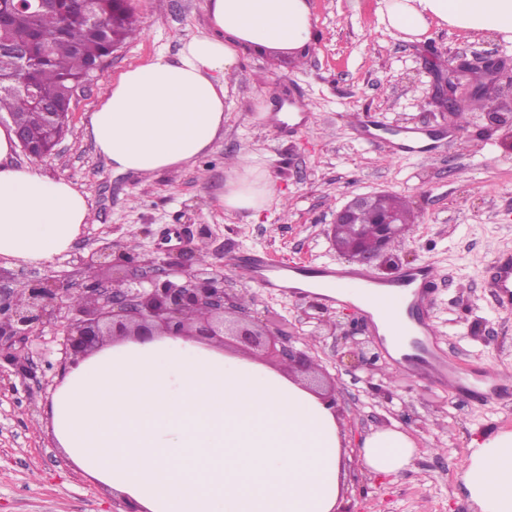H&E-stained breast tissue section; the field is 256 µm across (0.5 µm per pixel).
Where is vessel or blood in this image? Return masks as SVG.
<instances>
[{"label": "vessel or blood", "instance_id": "vessel-or-blood-1", "mask_svg": "<svg viewBox=\"0 0 512 512\" xmlns=\"http://www.w3.org/2000/svg\"><path fill=\"white\" fill-rule=\"evenodd\" d=\"M383 146L395 155L425 154L434 148L421 130H409L399 138L384 140ZM490 267L487 286L497 308L512 310V251L497 252ZM234 271L241 278L280 293H291L296 283L316 289L317 300L326 307L344 305L349 299L348 289H358L362 322L378 344H385L384 326L390 322L395 324L399 335L412 339V346L406 347L396 360L402 370L456 388L479 401L497 398L512 389L511 376L480 370L464 374L449 362L429 315L435 277L430 265L410 267L397 278L382 281L362 266L323 264L280 268L272 265L262 252L253 251L235 265Z\"/></svg>", "mask_w": 512, "mask_h": 512}]
</instances>
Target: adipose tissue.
<instances>
[{"label": "adipose tissue", "mask_w": 512, "mask_h": 512, "mask_svg": "<svg viewBox=\"0 0 512 512\" xmlns=\"http://www.w3.org/2000/svg\"><path fill=\"white\" fill-rule=\"evenodd\" d=\"M386 29L430 26L512 41V0H382ZM204 30L175 57L157 54L113 81L89 124L113 172L155 176L211 150L224 128L226 76L248 49L309 43L307 0H206ZM16 138L0 127V259L50 262L71 249L91 206L71 183L17 168ZM280 194L244 166L220 196L225 212L259 215ZM56 444L84 475L136 512H335L343 494L336 415L280 370L184 336L109 344L68 363L46 404ZM416 456L383 428L364 465L391 475ZM478 512H512V431L473 440L462 472Z\"/></svg>", "instance_id": "ef3b65f1"}]
</instances>
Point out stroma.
Segmentation results:
<instances>
[{
	"label": "stroma",
	"mask_w": 512,
	"mask_h": 512,
	"mask_svg": "<svg viewBox=\"0 0 512 512\" xmlns=\"http://www.w3.org/2000/svg\"><path fill=\"white\" fill-rule=\"evenodd\" d=\"M314 37L294 53L248 51L227 77L224 129L213 149L194 163L145 180L113 172L89 130V116L111 79L156 54L173 57L202 29L205 0H130L137 35L106 61L103 74L78 90L68 130L51 155L34 160L16 151L17 167L35 165L87 195L91 220L72 249L48 265L19 260L0 266V287L18 293L54 279L82 293L90 278L79 259L104 243L113 251L158 255L169 226L183 245L205 241V273L222 272L250 250L281 265L345 263L325 231L352 195L385 190L406 197L416 215L392 252L402 267L433 265L438 288L430 310L448 357L512 374V312L498 311L484 280L497 251H512V128L492 127L489 105L512 110V70H503L490 102L468 111L460 135L433 102L438 78L454 56L488 52L512 58L500 37L430 27L419 41L385 30L380 0H308ZM267 119H260V109ZM376 115L384 127L436 133L433 155L395 156L362 139L356 125ZM267 170L281 202L258 217L225 213L218 203L238 157ZM231 288L253 315L286 323L308 338L324 368L347 332L367 331L350 308H328L330 324L311 332L300 320L315 298L269 292L232 277ZM33 377L0 362V512H125L111 490L82 474L57 448L45 413L65 358L62 326L17 339ZM375 397L349 373L337 381L338 422L345 467L341 506L354 512H471L461 471L473 438L512 430V390L479 404L453 388L408 376L381 358ZM399 427L417 445L412 467L373 475L361 447L372 431Z\"/></svg>",
	"instance_id": "1"
}]
</instances>
